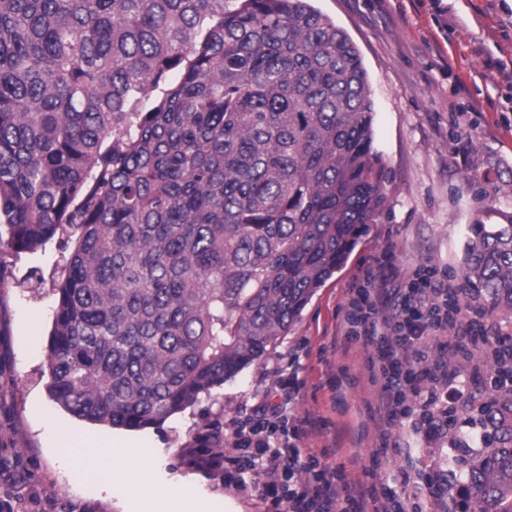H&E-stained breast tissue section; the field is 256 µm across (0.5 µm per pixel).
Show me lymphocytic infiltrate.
Segmentation results:
<instances>
[{"label":"lymphocytic infiltrate","mask_w":512,"mask_h":512,"mask_svg":"<svg viewBox=\"0 0 512 512\" xmlns=\"http://www.w3.org/2000/svg\"><path fill=\"white\" fill-rule=\"evenodd\" d=\"M392 258L383 252L375 270L354 281L339 330L347 343L377 341V353L369 357V382L376 393L371 412L381 424L377 439L381 448L407 455L406 446L390 435L396 424L407 423L424 436L444 434L445 414L469 394L462 376L464 365L484 370L476 361L475 335L470 327L482 324V333L496 336V323L487 322V310L465 305L464 319L448 320V285L445 280L413 272L401 287L386 285L385 270ZM449 335L454 363L437 350V337ZM300 354H288V372L277 380L283 403L259 405L239 416L229 428L235 455L217 452L207 463H228L238 473L252 472L253 486L262 499L283 512H347L346 488L335 476L320 469L314 456L303 455L306 420L295 411L304 387L299 377Z\"/></svg>","instance_id":"lymphocytic-infiltrate-1"}]
</instances>
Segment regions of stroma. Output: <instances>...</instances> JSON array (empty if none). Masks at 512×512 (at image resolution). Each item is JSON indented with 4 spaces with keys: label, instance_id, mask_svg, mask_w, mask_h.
Instances as JSON below:
<instances>
[{
    "label": "stroma",
    "instance_id": "1",
    "mask_svg": "<svg viewBox=\"0 0 512 512\" xmlns=\"http://www.w3.org/2000/svg\"><path fill=\"white\" fill-rule=\"evenodd\" d=\"M359 49L375 108L374 140L388 170L389 211L369 225L335 277L320 288L289 333L260 361L200 396L162 427L113 429L77 420L56 405L41 378L55 295L21 288L31 269L51 274L63 250L0 252L13 287L0 290V512H140L144 492L95 480L78 452L57 454L58 434L151 454L157 500L191 482L197 512H267L253 487L224 482L206 465L207 430L225 431L245 409L277 402L275 375L288 348L303 344L296 411L308 421L303 446L349 483L353 496L400 471L448 468V443L399 429L412 457L379 449L371 345L344 349L338 330L349 284L392 250L391 285L431 267L456 282L471 224L512 220V0H313Z\"/></svg>",
    "mask_w": 512,
    "mask_h": 512
}]
</instances>
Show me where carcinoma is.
<instances>
[{
    "label": "carcinoma",
    "mask_w": 512,
    "mask_h": 512,
    "mask_svg": "<svg viewBox=\"0 0 512 512\" xmlns=\"http://www.w3.org/2000/svg\"><path fill=\"white\" fill-rule=\"evenodd\" d=\"M361 54L310 0H0V249L74 240L47 390L142 430L288 331L389 210ZM456 305L512 323V221L468 228ZM490 374L512 376L500 351ZM437 490L512 512V388Z\"/></svg>",
    "instance_id": "carcinoma-1"
}]
</instances>
